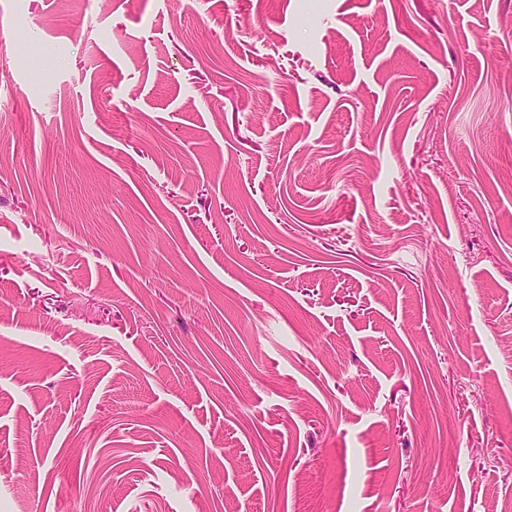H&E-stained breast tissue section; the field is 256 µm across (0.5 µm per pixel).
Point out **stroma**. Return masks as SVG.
<instances>
[{
    "mask_svg": "<svg viewBox=\"0 0 512 512\" xmlns=\"http://www.w3.org/2000/svg\"><path fill=\"white\" fill-rule=\"evenodd\" d=\"M512 0H0V512H504Z\"/></svg>",
    "mask_w": 512,
    "mask_h": 512,
    "instance_id": "1",
    "label": "stroma"
}]
</instances>
